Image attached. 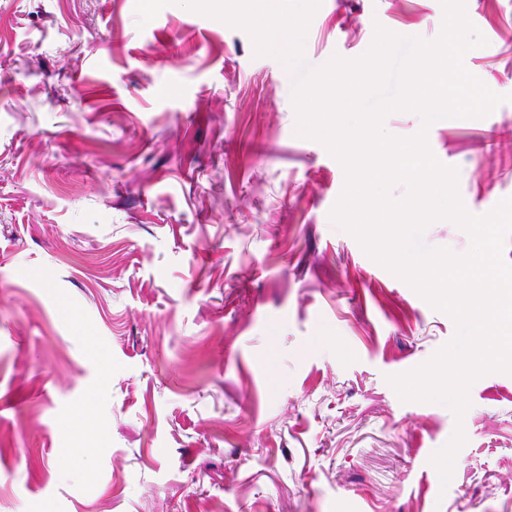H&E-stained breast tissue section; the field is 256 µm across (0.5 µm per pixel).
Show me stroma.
I'll use <instances>...</instances> for the list:
<instances>
[{"label": "stroma", "instance_id": "stroma-1", "mask_svg": "<svg viewBox=\"0 0 512 512\" xmlns=\"http://www.w3.org/2000/svg\"><path fill=\"white\" fill-rule=\"evenodd\" d=\"M464 57L512 93V0H465ZM441 0H320L311 66ZM426 131L474 215L512 196V102ZM342 164L292 78L177 4L0 0V512H512V374L462 419L389 379L456 323L332 219ZM462 429L449 485L433 453Z\"/></svg>", "mask_w": 512, "mask_h": 512}]
</instances>
